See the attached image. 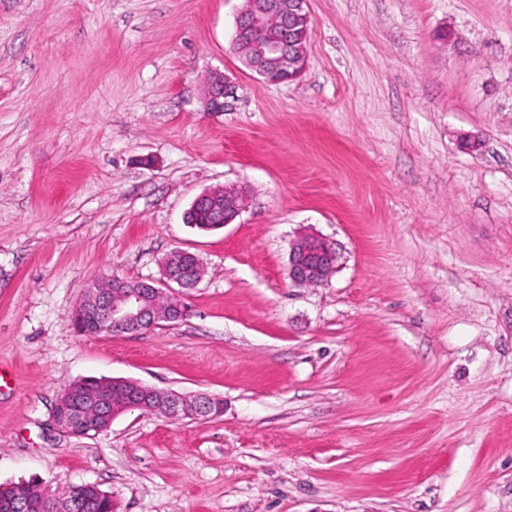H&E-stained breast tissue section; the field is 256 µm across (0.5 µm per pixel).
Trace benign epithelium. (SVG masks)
<instances>
[{
	"mask_svg": "<svg viewBox=\"0 0 512 512\" xmlns=\"http://www.w3.org/2000/svg\"><path fill=\"white\" fill-rule=\"evenodd\" d=\"M311 22L307 0H247L235 22L233 45L249 52L247 66L270 83L292 82L301 77L309 56L297 50L295 33ZM231 89L230 79L220 71L205 78V107L209 112L224 111V98ZM246 186L226 183L208 188L192 202L190 209L206 211L216 228L232 223L245 207ZM341 253L334 244L317 236H305L289 254L288 275L296 286L321 284L339 267ZM161 277L153 282L127 281L105 276L92 282L85 299L75 309L77 333L81 335H138L187 316L180 299L159 302L164 288H194L202 280L198 263L186 278L173 262L165 260ZM89 379H80L56 401L54 424L69 435L94 436L108 430L112 422L131 410H142L171 420H209L224 412V403L204 394L185 395L159 390L127 380L95 382V390L84 394Z\"/></svg>",
	"mask_w": 512,
	"mask_h": 512,
	"instance_id": "benign-epithelium-1",
	"label": "benign epithelium"
}]
</instances>
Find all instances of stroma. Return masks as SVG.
<instances>
[{"label":"stroma","instance_id":"1","mask_svg":"<svg viewBox=\"0 0 512 512\" xmlns=\"http://www.w3.org/2000/svg\"><path fill=\"white\" fill-rule=\"evenodd\" d=\"M244 0H0V485L94 484L118 512H512V0H308L309 62L272 84ZM220 70L236 93L204 108ZM482 142L460 148L461 136ZM246 186L233 223L183 222ZM307 233L325 284L288 278ZM187 249L189 317L79 335L99 277ZM85 377L223 400L94 437ZM247 201L246 186L239 183H225L217 187L208 188L198 195L192 202L190 210L206 211L211 216L212 224H206L204 214L187 213L184 222L200 231L214 230L231 224L245 207ZM341 253L334 244L317 236H305L289 254L288 275L296 286L322 284L339 267Z\"/></svg>","mask_w":512,"mask_h":512}]
</instances>
